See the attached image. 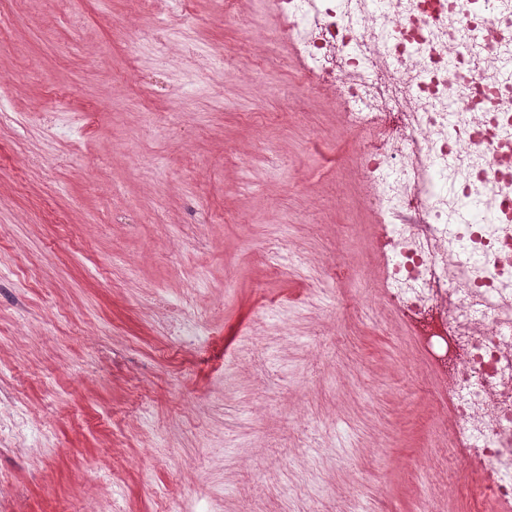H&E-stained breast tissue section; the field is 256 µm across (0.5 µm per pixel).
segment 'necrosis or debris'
<instances>
[{
  "label": "necrosis or debris",
  "instance_id": "necrosis-or-debris-1",
  "mask_svg": "<svg viewBox=\"0 0 512 512\" xmlns=\"http://www.w3.org/2000/svg\"><path fill=\"white\" fill-rule=\"evenodd\" d=\"M309 85L337 82L388 302L453 366L454 469L512 512V0H272ZM399 113L397 126L387 124Z\"/></svg>",
  "mask_w": 512,
  "mask_h": 512
}]
</instances>
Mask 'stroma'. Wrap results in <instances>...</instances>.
I'll use <instances>...</instances> for the list:
<instances>
[{"mask_svg": "<svg viewBox=\"0 0 512 512\" xmlns=\"http://www.w3.org/2000/svg\"><path fill=\"white\" fill-rule=\"evenodd\" d=\"M172 10L0 0V512H419L451 370L384 299L366 134L270 0Z\"/></svg>", "mask_w": 512, "mask_h": 512, "instance_id": "stroma-1", "label": "stroma"}]
</instances>
